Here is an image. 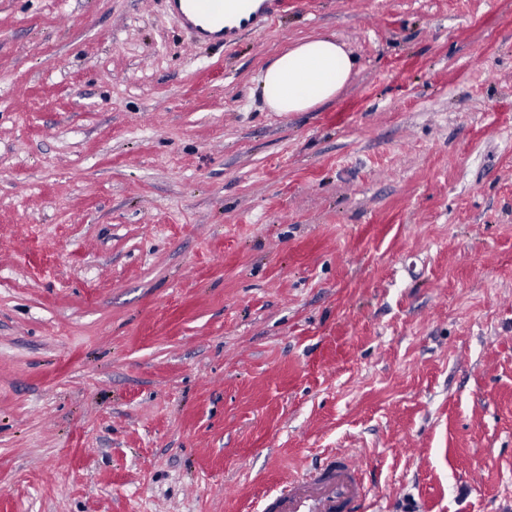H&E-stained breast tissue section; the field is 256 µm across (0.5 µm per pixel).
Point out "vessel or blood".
I'll use <instances>...</instances> for the list:
<instances>
[{"mask_svg": "<svg viewBox=\"0 0 512 512\" xmlns=\"http://www.w3.org/2000/svg\"><path fill=\"white\" fill-rule=\"evenodd\" d=\"M197 43L226 45L265 30L284 0H168ZM361 456L336 453L304 476L289 478L274 512H363L368 496Z\"/></svg>", "mask_w": 512, "mask_h": 512, "instance_id": "obj_1", "label": "vessel or blood"}]
</instances>
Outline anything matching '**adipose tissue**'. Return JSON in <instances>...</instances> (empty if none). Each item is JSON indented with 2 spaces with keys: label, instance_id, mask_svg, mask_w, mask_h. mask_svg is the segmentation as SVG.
<instances>
[{
  "label": "adipose tissue",
  "instance_id": "1",
  "mask_svg": "<svg viewBox=\"0 0 512 512\" xmlns=\"http://www.w3.org/2000/svg\"><path fill=\"white\" fill-rule=\"evenodd\" d=\"M354 58L335 38L309 37L280 55L259 77L272 111L304 112L331 100L349 81Z\"/></svg>",
  "mask_w": 512,
  "mask_h": 512
}]
</instances>
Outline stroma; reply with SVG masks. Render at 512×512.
<instances>
[{
    "label": "stroma",
    "mask_w": 512,
    "mask_h": 512,
    "mask_svg": "<svg viewBox=\"0 0 512 512\" xmlns=\"http://www.w3.org/2000/svg\"><path fill=\"white\" fill-rule=\"evenodd\" d=\"M336 37L346 86L258 75ZM512 512V0H0V512ZM195 43L226 45L265 30L284 0H168ZM354 64L334 37H309L269 65L259 85L272 111L304 112L334 98L349 81ZM358 452L328 456L304 476L289 477L274 512H363L368 496Z\"/></svg>",
    "instance_id": "obj_1"
}]
</instances>
